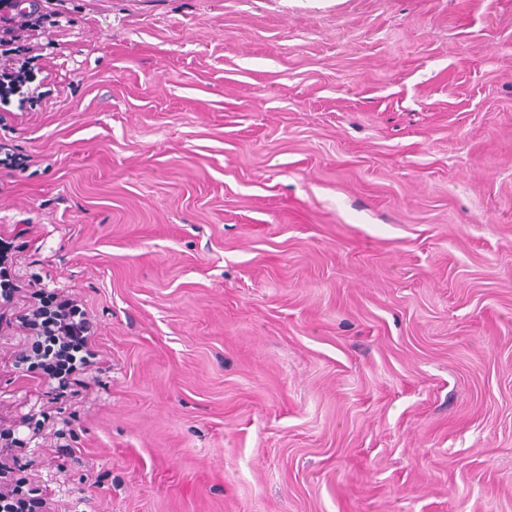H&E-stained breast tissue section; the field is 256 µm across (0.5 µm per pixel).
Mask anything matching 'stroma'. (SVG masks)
Listing matches in <instances>:
<instances>
[{"label":"stroma","instance_id":"1","mask_svg":"<svg viewBox=\"0 0 512 512\" xmlns=\"http://www.w3.org/2000/svg\"><path fill=\"white\" fill-rule=\"evenodd\" d=\"M0 172L108 367L56 512H512V0H68ZM0 331V418L41 401ZM101 477L100 487L89 480ZM36 163L35 156L21 155L16 148L10 144V139L0 138V171L9 173L25 174L31 166Z\"/></svg>","mask_w":512,"mask_h":512}]
</instances>
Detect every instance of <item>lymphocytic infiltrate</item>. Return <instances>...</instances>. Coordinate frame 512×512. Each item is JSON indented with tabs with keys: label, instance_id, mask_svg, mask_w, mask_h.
Here are the masks:
<instances>
[{
	"label": "lymphocytic infiltrate",
	"instance_id": "lymphocytic-infiltrate-1",
	"mask_svg": "<svg viewBox=\"0 0 512 512\" xmlns=\"http://www.w3.org/2000/svg\"><path fill=\"white\" fill-rule=\"evenodd\" d=\"M63 2L0 0V124L13 111H32L41 101L43 93L34 83L43 68L29 43L58 27ZM11 248V242L0 238V329L15 326L24 333L16 366L48 387L45 402L21 413L17 427L28 429L30 436L49 427L61 440L71 432L67 406L95 384L105 356L82 300L59 288L23 290L12 271ZM15 429H0V512H53L42 490H23L13 480L28 445Z\"/></svg>",
	"mask_w": 512,
	"mask_h": 512
}]
</instances>
